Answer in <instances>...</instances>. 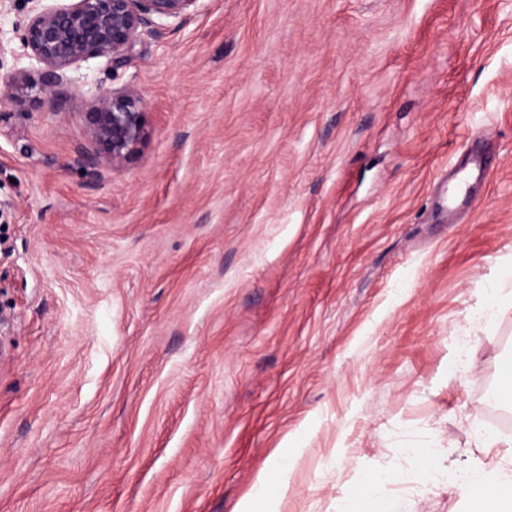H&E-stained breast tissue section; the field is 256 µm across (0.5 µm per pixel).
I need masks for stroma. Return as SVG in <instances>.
Instances as JSON below:
<instances>
[{"instance_id":"35a3bbf8","label":"stroma","mask_w":512,"mask_h":512,"mask_svg":"<svg viewBox=\"0 0 512 512\" xmlns=\"http://www.w3.org/2000/svg\"><path fill=\"white\" fill-rule=\"evenodd\" d=\"M30 0H0V76ZM72 100L0 95V512H236L275 449L282 512L390 477L463 512L512 360V0H199ZM124 87L148 137L95 162L84 114ZM490 176L448 223L431 183ZM488 169L487 158L480 150H472L465 166L458 169L453 177L450 190V200L464 198L473 182L482 180ZM500 278L481 289L482 308L488 315L494 314L496 311L504 307L503 297L500 293L501 288L506 284H512V257L499 262ZM491 400L495 405L512 408V366H502L495 388L491 392Z\"/></svg>"}]
</instances>
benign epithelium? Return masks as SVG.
<instances>
[{"label": "benign epithelium", "instance_id": "benign-epithelium-1", "mask_svg": "<svg viewBox=\"0 0 512 512\" xmlns=\"http://www.w3.org/2000/svg\"><path fill=\"white\" fill-rule=\"evenodd\" d=\"M20 37L27 65L0 78V92L20 107L43 97H69L67 71L99 60L116 67L130 60L136 44L161 22L184 20L198 0H74L52 5L32 0ZM89 133L98 146V163L120 167L147 136L143 99L125 87L96 96Z\"/></svg>", "mask_w": 512, "mask_h": 512}]
</instances>
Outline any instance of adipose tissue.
Returning <instances> with one entry per match:
<instances>
[{"label":"adipose tissue","instance_id":"ef3b65f1","mask_svg":"<svg viewBox=\"0 0 512 512\" xmlns=\"http://www.w3.org/2000/svg\"><path fill=\"white\" fill-rule=\"evenodd\" d=\"M300 449L292 453L275 452L269 468L257 476L250 494L243 498L237 512H280L291 487ZM465 512H512V468L486 469L476 464L460 480Z\"/></svg>","mask_w":512,"mask_h":512}]
</instances>
